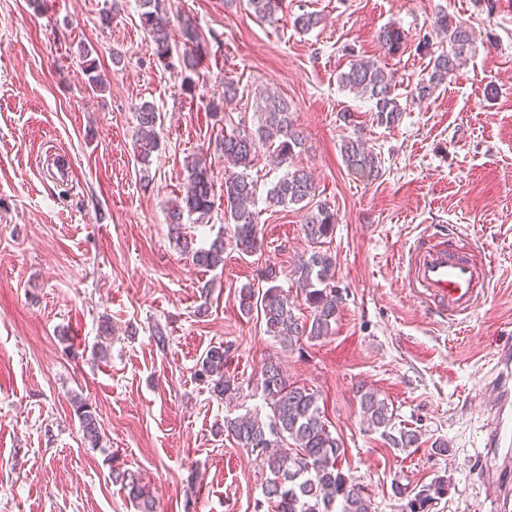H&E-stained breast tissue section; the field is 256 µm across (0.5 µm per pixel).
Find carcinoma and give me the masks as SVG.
Here are the masks:
<instances>
[{
    "label": "carcinoma",
    "instance_id": "1",
    "mask_svg": "<svg viewBox=\"0 0 512 512\" xmlns=\"http://www.w3.org/2000/svg\"><path fill=\"white\" fill-rule=\"evenodd\" d=\"M252 14L267 22L276 20L283 11L285 0H247ZM140 20L143 28L152 34L158 60L171 58L170 0H140ZM432 32L448 38V50L433 49V38L423 36L421 46L429 50L427 73L418 78L413 98L421 101L433 96L448 77L460 67L471 51L474 35L463 22L455 21L448 12L439 10L432 24ZM184 51L178 58L180 71L195 72L200 63L198 34L190 22L181 29ZM379 41L390 54L403 45V31L395 25L383 28ZM84 72L92 90H102L97 74L96 59L91 50H81ZM339 83L349 92L369 99L374 105L380 124L393 127L406 111L395 94V74L376 60H360L340 73ZM262 106L258 123L252 128L236 127L224 133L221 148L224 160L235 168L243 169L224 179V213L234 224L235 246L252 253L261 245L256 224L257 186L244 173L260 149L266 150L288 166L286 173L268 189L267 207L299 205L306 210L303 232L313 244L310 254L300 256L293 267L295 283L309 317L303 319L294 312V303L280 285L279 271L266 266L258 275L263 288L247 285L240 290L239 306L245 315L260 314L265 331L293 347L303 339L320 340L331 334L336 322L342 292L336 288V261L321 250L326 240L333 238L336 212L326 203L316 201V186L311 174L304 168L293 166V160L305 150V137L292 120V105L288 99L269 91L260 95ZM138 128L135 150L144 175L143 187L151 184L147 175L151 157L158 151L161 114L153 104L142 103L137 108ZM343 161L351 170L367 178H376L381 171L377 153L367 146L362 136L347 138L341 147ZM187 177L183 196L167 211L168 224L176 230L175 244L181 254L202 268L216 269L224 264V236H216L207 247L196 246L194 237L182 231L184 217L193 214L203 220L214 209V179L211 168L201 159L186 164ZM232 345L218 342L209 346L199 359L196 377L217 398L233 397L238 386L235 379L225 373ZM260 387L270 413L262 418L244 415L224 419L222 431L245 452L261 459L268 474L263 492L275 512H372V498L368 488L339 467L345 455L343 444L333 436L325 422L319 405V395L312 389L289 382L280 363L269 361L260 371ZM83 436L92 447L101 438V424L96 410L82 398L73 399ZM360 407L369 426L382 431L393 448H411L418 442L412 430L392 432L393 412L389 404L372 391H360ZM112 484L120 487L133 504L136 512H155L152 497L145 491L140 475L123 468H112ZM396 498L406 501L403 512H427L432 502L448 491V482L442 478L416 492L407 484L392 485Z\"/></svg>",
    "mask_w": 512,
    "mask_h": 512
}]
</instances>
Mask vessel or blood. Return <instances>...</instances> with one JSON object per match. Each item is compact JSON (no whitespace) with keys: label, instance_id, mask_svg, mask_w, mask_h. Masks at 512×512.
<instances>
[{"label":"vessel or blood","instance_id":"vessel-or-blood-1","mask_svg":"<svg viewBox=\"0 0 512 512\" xmlns=\"http://www.w3.org/2000/svg\"><path fill=\"white\" fill-rule=\"evenodd\" d=\"M408 273L411 284L452 320L476 307L490 285L486 263L444 236L415 249ZM493 381L496 399L488 409L491 422L477 474L497 512H512V346L497 351Z\"/></svg>","mask_w":512,"mask_h":512}]
</instances>
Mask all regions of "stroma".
<instances>
[{"instance_id":"35a3bbf8","label":"stroma","mask_w":512,"mask_h":512,"mask_svg":"<svg viewBox=\"0 0 512 512\" xmlns=\"http://www.w3.org/2000/svg\"><path fill=\"white\" fill-rule=\"evenodd\" d=\"M171 4L199 35L203 62L187 77L158 61L139 0H0V512H134L109 477L114 465L141 473L157 512H271L262 464L215 433L225 417L266 412L258 379L271 358L318 393L345 448L339 464L367 485L375 512H402L395 482L439 478L448 491L429 512H493L476 471L487 375L497 348L512 344V0H286L273 24L246 0ZM441 8L471 26L474 47L418 102L412 92L429 61L419 36ZM304 12L321 14V25L299 31ZM390 24L406 36L394 55L378 41ZM84 46L105 91L87 87ZM359 59L394 72L407 102L399 125L378 124L368 100L339 86ZM228 76L239 93L213 112ZM265 90L292 102L309 146L294 163L337 215L328 248L345 301L329 336L291 348L242 315L238 295L268 265L295 295L290 270L311 250L303 210L258 202L262 242L249 255L224 217V119L256 125ZM144 102L162 115L147 188L133 138ZM357 132L381 159L377 178L342 161L343 140ZM197 154L211 168L215 208L185 228L201 245L227 238L213 271L176 251L166 219ZM57 159L72 164L68 184L51 176ZM442 233L466 239L492 280L453 323L406 280L414 247ZM294 303L306 315L303 299ZM221 341L232 346L227 372L239 388L230 404L194 376ZM99 343L106 359L93 354ZM363 386L388 402L396 428L417 432L418 446L393 449L367 430ZM77 396L100 416L98 447L82 436ZM437 441L447 453L433 452Z\"/></svg>"}]
</instances>
